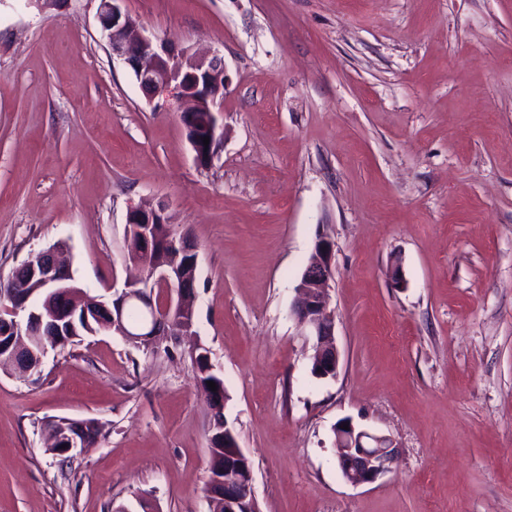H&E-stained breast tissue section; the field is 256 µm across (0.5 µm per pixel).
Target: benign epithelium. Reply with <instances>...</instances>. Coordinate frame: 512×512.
<instances>
[{
    "label": "benign epithelium",
    "instance_id": "7a95c632",
    "mask_svg": "<svg viewBox=\"0 0 512 512\" xmlns=\"http://www.w3.org/2000/svg\"><path fill=\"white\" fill-rule=\"evenodd\" d=\"M123 0H100L98 13L102 38L112 49V57L127 64L133 71L144 94L154 99L167 94L178 102V111L186 135L197 132L196 117L205 114L204 131L209 141L224 137L217 100L224 96L229 83L224 59L215 53L209 57L188 58L164 40L153 39L135 29L121 9ZM197 165H209L213 152L189 140ZM166 207L134 205L126 217L127 252L148 259L162 256L150 266V282L133 280L111 304L98 302L109 318L107 330L129 340L154 345L168 336L192 337L195 314L192 297L196 280L187 270L198 267L195 246L185 235H172L158 242L154 225L164 223ZM61 247H50L32 254L26 263L29 278L36 279L46 289L56 293L74 287L73 273L62 259ZM334 243L321 237L314 254L303 270L296 286L293 313L304 335L314 341V364L317 378L336 377L340 364L335 339L334 313L328 307L327 290L334 278ZM11 301L0 305V336L9 340L0 344V363L12 365L18 376L32 375L29 361H42L48 352L43 337L59 336L62 326L71 325L78 317L72 309L55 308L47 315L35 311L30 303L32 293L16 284L10 289ZM145 306L149 318L133 330L127 321V311L133 304ZM70 430L58 442L55 456L74 455L93 439V433L81 420H69ZM348 425L343 429L342 425ZM338 467L342 477L353 486L373 482L390 469L396 456V446L387 435L372 433L345 419L333 428ZM229 427H224V445L210 443L223 453L224 478L218 488L208 493L215 512H260L254 492V477L250 459L230 440Z\"/></svg>",
    "mask_w": 512,
    "mask_h": 512
}]
</instances>
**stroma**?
<instances>
[{
  "label": "stroma",
  "instance_id": "1",
  "mask_svg": "<svg viewBox=\"0 0 512 512\" xmlns=\"http://www.w3.org/2000/svg\"><path fill=\"white\" fill-rule=\"evenodd\" d=\"M99 7L0 0V275L61 241L111 301L128 208L164 203L196 245L194 329L261 512H512V0H124L146 35L224 58L206 168L175 100L113 59ZM322 233L333 379L291 312ZM187 347L103 331L30 379L0 370V512H208ZM54 417L105 436L62 465ZM345 418L398 447L372 483L341 475Z\"/></svg>",
  "mask_w": 512,
  "mask_h": 512
}]
</instances>
